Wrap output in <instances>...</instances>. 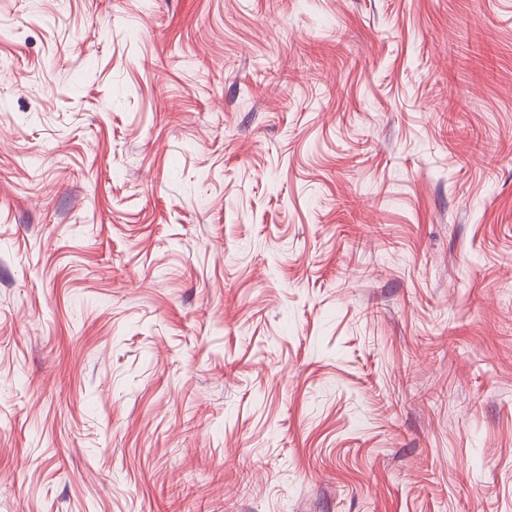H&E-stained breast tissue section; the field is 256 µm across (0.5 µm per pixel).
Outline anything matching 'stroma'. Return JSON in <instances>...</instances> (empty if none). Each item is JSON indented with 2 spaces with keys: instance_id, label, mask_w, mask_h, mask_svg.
I'll return each instance as SVG.
<instances>
[{
  "instance_id": "35a3bbf8",
  "label": "stroma",
  "mask_w": 512,
  "mask_h": 512,
  "mask_svg": "<svg viewBox=\"0 0 512 512\" xmlns=\"http://www.w3.org/2000/svg\"><path fill=\"white\" fill-rule=\"evenodd\" d=\"M0 512H512V0H0Z\"/></svg>"
}]
</instances>
